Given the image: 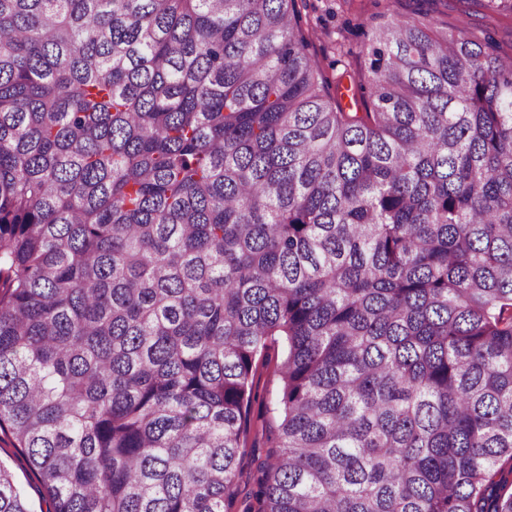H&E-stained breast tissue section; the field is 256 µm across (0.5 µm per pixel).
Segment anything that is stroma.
<instances>
[{
  "mask_svg": "<svg viewBox=\"0 0 512 512\" xmlns=\"http://www.w3.org/2000/svg\"><path fill=\"white\" fill-rule=\"evenodd\" d=\"M297 8L301 26L309 33L308 52L333 82L342 73L364 71L363 42L375 15L386 20L411 17L440 27L464 24L493 37L501 52L512 53V18L487 9L483 0H298ZM282 360L283 343L272 340L253 369L254 399L247 418L246 448L239 459L238 501L242 504L253 502L257 470L269 455L262 427L274 422L271 410L280 393ZM0 460L8 464L37 512H49L51 504L37 471L5 429L0 430Z\"/></svg>",
  "mask_w": 512,
  "mask_h": 512,
  "instance_id": "1",
  "label": "stroma"
}]
</instances>
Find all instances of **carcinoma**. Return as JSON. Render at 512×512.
I'll list each match as a JSON object with an SVG mask.
<instances>
[{
  "instance_id": "carcinoma-1",
  "label": "carcinoma",
  "mask_w": 512,
  "mask_h": 512,
  "mask_svg": "<svg viewBox=\"0 0 512 512\" xmlns=\"http://www.w3.org/2000/svg\"><path fill=\"white\" fill-rule=\"evenodd\" d=\"M296 0H0V427L51 512H512V54ZM0 512H35L0 461ZM283 360V343L278 336L268 341L265 356L256 360L253 369V402L247 418L246 448L239 459L240 479L238 503L252 504L257 510L253 494L256 490L258 467L267 460L270 443L262 434V425H275L273 414L269 413L276 404L281 385L280 365Z\"/></svg>"
}]
</instances>
